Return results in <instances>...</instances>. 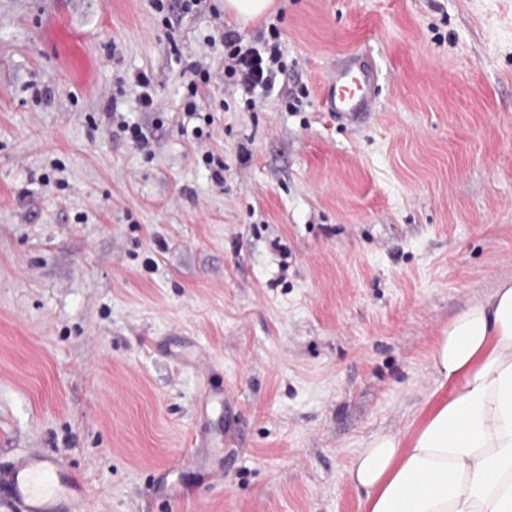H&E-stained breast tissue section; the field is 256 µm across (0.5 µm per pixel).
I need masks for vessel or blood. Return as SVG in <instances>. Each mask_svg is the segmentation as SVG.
I'll list each match as a JSON object with an SVG mask.
<instances>
[{
    "label": "vessel or blood",
    "instance_id": "vessel-or-blood-1",
    "mask_svg": "<svg viewBox=\"0 0 512 512\" xmlns=\"http://www.w3.org/2000/svg\"><path fill=\"white\" fill-rule=\"evenodd\" d=\"M376 70L351 55L328 78L324 96L330 111L353 121L372 112ZM0 484L8 489L0 512H58L60 503H75L79 486L56 457L40 452L24 454L0 475Z\"/></svg>",
    "mask_w": 512,
    "mask_h": 512
}]
</instances>
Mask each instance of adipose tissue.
<instances>
[{
    "mask_svg": "<svg viewBox=\"0 0 512 512\" xmlns=\"http://www.w3.org/2000/svg\"><path fill=\"white\" fill-rule=\"evenodd\" d=\"M430 365L437 392L346 471L359 512H512V279L449 320Z\"/></svg>",
    "mask_w": 512,
    "mask_h": 512,
    "instance_id": "obj_1",
    "label": "adipose tissue"
}]
</instances>
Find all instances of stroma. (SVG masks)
I'll return each mask as SVG.
<instances>
[{"instance_id":"stroma-1","label":"stroma","mask_w":512,"mask_h":512,"mask_svg":"<svg viewBox=\"0 0 512 512\" xmlns=\"http://www.w3.org/2000/svg\"><path fill=\"white\" fill-rule=\"evenodd\" d=\"M154 2L0 0V470L60 458L80 512H359L348 463L512 277V0H281L239 31L281 34L252 109L224 0ZM356 51L351 122L323 87ZM378 83L376 70L352 54L328 78L324 96L329 112L336 116L357 121L373 111L375 88Z\"/></svg>"}]
</instances>
